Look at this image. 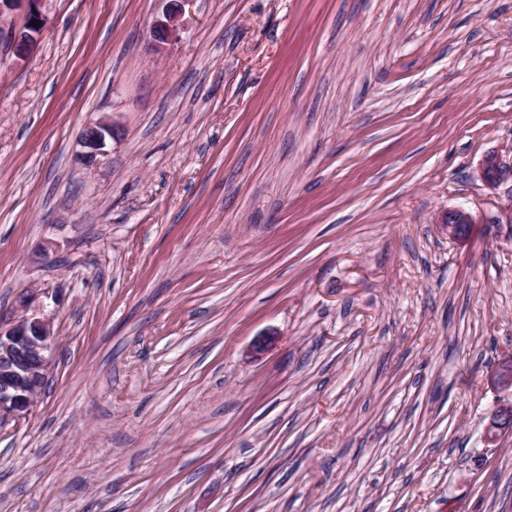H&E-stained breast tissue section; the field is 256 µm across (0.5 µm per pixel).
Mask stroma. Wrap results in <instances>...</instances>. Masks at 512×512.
I'll list each match as a JSON object with an SVG mask.
<instances>
[{"instance_id":"35a3bbf8","label":"stroma","mask_w":512,"mask_h":512,"mask_svg":"<svg viewBox=\"0 0 512 512\" xmlns=\"http://www.w3.org/2000/svg\"><path fill=\"white\" fill-rule=\"evenodd\" d=\"M164 7L43 0L0 66V316L58 336L0 512H512V0ZM189 0H166L162 18L155 20L151 27V40L148 48L157 50L162 45L176 41L182 28L184 3ZM111 136L112 126L107 123L96 122L86 125L79 135V160L87 166L95 164L98 157L105 154L106 138ZM481 173L486 186L495 188L501 182L512 179V160L506 164L499 153H489L482 160ZM512 432V403L497 406L492 412L486 429L488 443L497 445L507 433Z\"/></svg>"}]
</instances>
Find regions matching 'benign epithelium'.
<instances>
[{"label":"benign epithelium","instance_id":"obj_1","mask_svg":"<svg viewBox=\"0 0 512 512\" xmlns=\"http://www.w3.org/2000/svg\"><path fill=\"white\" fill-rule=\"evenodd\" d=\"M41 0H0V18L12 21L0 24V36L8 43V53L18 59L27 57L41 32L45 19L40 9ZM187 0H166L162 18L151 27L148 48L157 50L179 38L182 28L184 3ZM36 19L39 26L30 25ZM112 136V126L96 122L85 126L79 135V160L91 166L105 154L106 138ZM482 178L486 186L494 188L512 179V162L507 164L497 152L482 160ZM453 235H464L473 223L470 213L454 209L445 218ZM23 312L5 322L0 319V415H27L48 379L56 349L57 336L53 318L42 313L38 293L22 300ZM494 383L512 389V355L504 358L494 375ZM512 432V403L497 406L486 429V440L495 444Z\"/></svg>","mask_w":512,"mask_h":512}]
</instances>
